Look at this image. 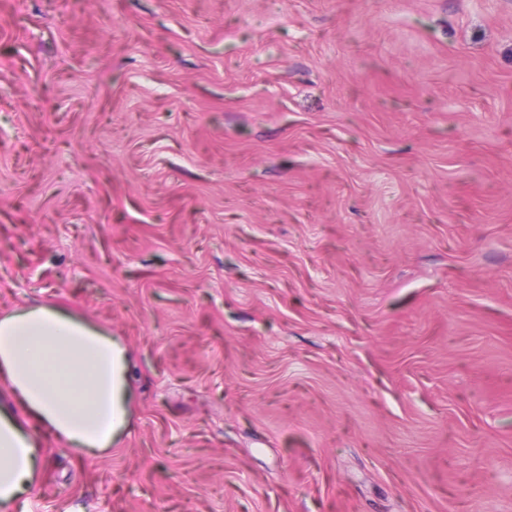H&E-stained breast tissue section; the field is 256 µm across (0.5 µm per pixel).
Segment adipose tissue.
<instances>
[{"mask_svg":"<svg viewBox=\"0 0 512 512\" xmlns=\"http://www.w3.org/2000/svg\"><path fill=\"white\" fill-rule=\"evenodd\" d=\"M0 512L27 494L39 442L23 421L67 445L104 452L128 420L129 357L119 340L61 306L0 317Z\"/></svg>","mask_w":512,"mask_h":512,"instance_id":"ef3b65f1","label":"adipose tissue"}]
</instances>
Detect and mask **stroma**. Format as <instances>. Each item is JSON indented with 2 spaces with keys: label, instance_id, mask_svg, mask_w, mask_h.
Returning a JSON list of instances; mask_svg holds the SVG:
<instances>
[{
  "label": "stroma",
  "instance_id": "stroma-1",
  "mask_svg": "<svg viewBox=\"0 0 512 512\" xmlns=\"http://www.w3.org/2000/svg\"><path fill=\"white\" fill-rule=\"evenodd\" d=\"M126 346L22 512H512V0H0V315Z\"/></svg>",
  "mask_w": 512,
  "mask_h": 512
}]
</instances>
